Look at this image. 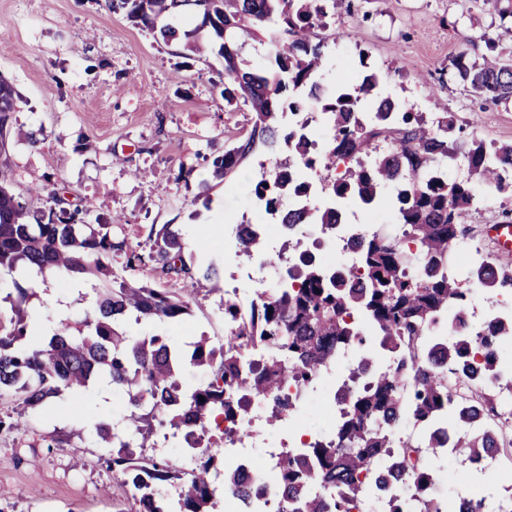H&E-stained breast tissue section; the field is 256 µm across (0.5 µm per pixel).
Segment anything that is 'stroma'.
Masks as SVG:
<instances>
[{"label":"stroma","instance_id":"stroma-1","mask_svg":"<svg viewBox=\"0 0 512 512\" xmlns=\"http://www.w3.org/2000/svg\"><path fill=\"white\" fill-rule=\"evenodd\" d=\"M104 3L0 0V76L20 97L6 139L13 188L31 210L43 209L46 198L33 188L51 174L65 208H82L86 223H109L113 240L147 248L166 227L181 235L187 264L205 254L228 273L250 267L225 243L224 227L259 221L252 189L269 157L257 149L225 180L213 177L211 161L248 136L251 112L225 102L216 54L164 43ZM498 21L489 0H348L326 29L330 52L320 79L329 89L356 82L364 56L386 77L388 91L427 124L446 104L462 130L448 178L460 180L468 175L463 151L470 137L512 143V103L484 102L448 77L465 38H479ZM475 194V209L463 217L472 233L457 250L477 246L493 257L492 227L512 209V198L481 185ZM82 284L76 292L45 280L27 309L54 328L80 319L103 286L95 277ZM186 322L171 335L224 338L223 282L192 302ZM347 375L342 363L318 383L294 430L330 431L327 393ZM72 401L66 393L53 407L31 411L14 393L0 394V512H114L123 502L105 464L111 449L98 447L95 430L69 419ZM17 418L23 425L15 429ZM432 465L444 496L476 491L464 457L443 454Z\"/></svg>","mask_w":512,"mask_h":512}]
</instances>
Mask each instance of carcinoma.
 <instances>
[{"label": "carcinoma", "instance_id": "cac0c4a2", "mask_svg": "<svg viewBox=\"0 0 512 512\" xmlns=\"http://www.w3.org/2000/svg\"><path fill=\"white\" fill-rule=\"evenodd\" d=\"M114 13L151 30L165 42L189 37L169 22L191 11L209 28L224 63V100L249 106V136L212 160V174L225 179L258 147L285 146L291 159L277 162L253 188L264 213L278 224H320L331 232L343 205L393 209L402 234L362 233L355 257L341 272L321 256L307 255L289 273L292 286L260 300L248 318L238 316L235 301L224 302V319L233 332L216 345L194 336L180 345L174 336H132L121 320L181 324L205 282L222 270L214 262L191 269L174 231L163 230L144 252L115 242L107 231L89 229L82 211L60 206L56 190L45 185L46 207L33 214L9 181V159L0 140V275H19L32 284L52 275L65 284L90 274L107 283L105 293L71 332L64 324L54 334L27 343L33 335L24 305L32 289L14 282L7 295L11 316L0 314V392L20 395L26 408L45 405L61 391H79L106 378L127 410L128 430L119 434L106 422L97 426L105 448H113V477L133 502L134 512H214L213 484L217 455L207 454L188 470L177 457L150 454L162 431L188 427L207 448L224 447V435L208 429L212 419L234 412V395L246 393L267 406L269 421L287 413L278 397L285 378L315 382L336 364L337 353L372 337L387 359L371 372L365 389L349 392L348 406L332 433L310 448H290L275 465L274 478L285 512H352L365 497L375 469L388 465L403 479L386 497V512H512V495L439 501L430 496L433 474L414 448L397 447L394 429L411 421L424 433L432 455L458 453L476 469L500 453H512V439L490 425L512 406V367L504 364V343L512 344V314L493 316L473 329L470 289L448 274L455 247L471 228L461 215L475 202L472 187L484 183L512 194V144L488 147L472 140L464 157L468 178L448 181L446 167L456 156L455 122L443 113L434 128L405 101L385 91L382 75L360 59L364 74L353 86L326 90L317 79L326 44L318 31L327 27L329 9L342 0H108ZM500 22L481 36L485 53L472 57L467 47L451 60L450 79L493 103L512 102V3L498 10ZM268 36L273 72L244 67L239 39ZM312 96L327 115L333 135L317 148L306 123L284 126L286 113L301 111ZM18 93L0 76V132L15 111ZM345 162L342 176L324 185L327 203L283 207L285 197L311 193L299 178L317 166L330 172ZM393 194L385 195L386 188ZM239 255H265L264 241L242 229ZM150 263L182 280L180 288H156L117 274ZM473 282L491 293L512 291V267L491 261L471 270ZM259 346L264 363L258 371L244 365L240 349ZM206 376L199 386L182 385L183 360ZM253 479L224 470V486L249 494Z\"/></svg>", "mask_w": 512, "mask_h": 512}]
</instances>
